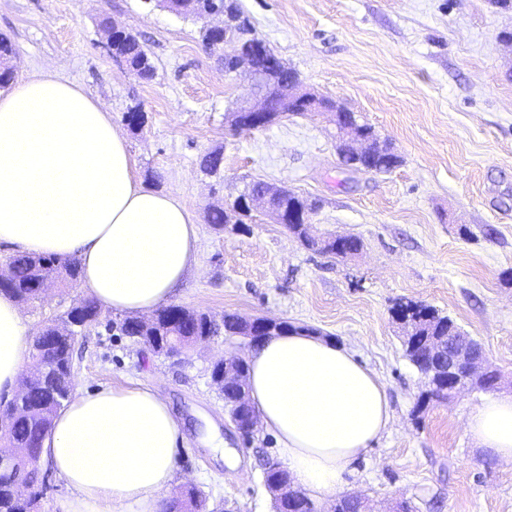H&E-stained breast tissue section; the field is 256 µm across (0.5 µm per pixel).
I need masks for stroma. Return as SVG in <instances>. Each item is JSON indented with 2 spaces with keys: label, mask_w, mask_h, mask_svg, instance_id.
<instances>
[{
  "label": "stroma",
  "mask_w": 512,
  "mask_h": 512,
  "mask_svg": "<svg viewBox=\"0 0 512 512\" xmlns=\"http://www.w3.org/2000/svg\"><path fill=\"white\" fill-rule=\"evenodd\" d=\"M255 33L307 90L341 103L393 143L391 172L344 166L331 128L313 113L238 133L224 115L246 99V73L225 75L200 26L146 0H0V36L15 50L16 79L57 73L83 87L122 130L143 182L181 199L199 227L197 266L172 304L307 325L351 349L385 384L393 422L352 466L342 493L376 512L405 500L415 512H512V462L476 448L469 413L481 391L416 404L422 375L407 360L390 309L434 306L479 340L512 395V49L498 39L512 10L494 0H239ZM136 34L153 79L103 46V20ZM141 106L143 130L125 112ZM224 156L223 184L201 168ZM254 181L316 201L313 235L360 238L351 258L309 251L287 228L252 213L246 233L217 229L212 208ZM84 293L54 283L46 300L21 304L29 334L60 318ZM122 312L103 309L74 345V389L144 384L168 401L184 435L177 484L194 483L209 507L271 512L263 483L274 437L251 444L235 431L212 387L214 358L238 352L224 335L174 364L113 331ZM226 448H212V435Z\"/></svg>",
  "instance_id": "35a3bbf8"
}]
</instances>
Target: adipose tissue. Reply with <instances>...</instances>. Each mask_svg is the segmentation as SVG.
Segmentation results:
<instances>
[{"instance_id":"adipose-tissue-1","label":"adipose tissue","mask_w":512,"mask_h":512,"mask_svg":"<svg viewBox=\"0 0 512 512\" xmlns=\"http://www.w3.org/2000/svg\"><path fill=\"white\" fill-rule=\"evenodd\" d=\"M0 242L76 258L80 286L104 307L146 313L196 263L199 231L173 195L145 187L125 138L81 87L34 76L0 91ZM27 326L0 293V393L27 362ZM249 395L295 485L329 498L388 429L387 389L346 347L303 332L252 348ZM468 431L512 461V398L474 408ZM183 434L150 386L101 387L55 416L40 458L70 489L63 512H162Z\"/></svg>"}]
</instances>
